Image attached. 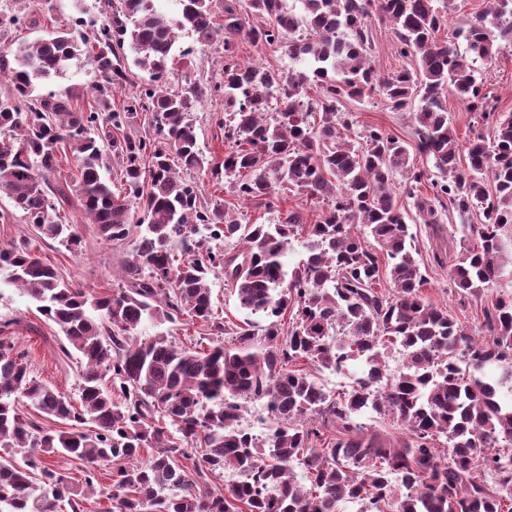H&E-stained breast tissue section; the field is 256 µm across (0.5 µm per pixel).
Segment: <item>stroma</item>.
Listing matches in <instances>:
<instances>
[{
    "instance_id": "obj_1",
    "label": "stroma",
    "mask_w": 512,
    "mask_h": 512,
    "mask_svg": "<svg viewBox=\"0 0 512 512\" xmlns=\"http://www.w3.org/2000/svg\"><path fill=\"white\" fill-rule=\"evenodd\" d=\"M98 6V0H0V10L41 11L45 14V26L61 28L73 26L75 20L80 18L90 20L97 17ZM219 67L216 51L198 52L176 63L167 84L173 87L189 80L204 82L219 76ZM98 78L92 57L82 55L73 60L66 73L54 78L48 88L59 94L81 91L79 103L87 106L95 101L91 87ZM488 80L499 110L512 112V43H503L488 70ZM343 108L353 113L357 129L370 126L386 129L406 142L415 165L422 169L431 168V159L415 148L410 109H392L382 96L376 94L359 101H344ZM223 112V100L211 97L202 100L192 114L203 152L218 159L223 157L227 143L213 118ZM196 180L206 200L223 201L225 210L243 224H269L285 218L292 210L300 212L312 222L325 209L324 204L294 192L285 194L278 207L268 209L257 202L238 198L231 189H218L206 175H197ZM393 190L414 236L418 258L426 268L425 295L468 330H476L482 323L485 309L491 308L498 299L512 297V278L499 281L495 287L481 292L469 302H460L449 279L451 267L469 245L461 228L460 217L451 216L442 220L440 228H432L423 224L413 198L405 192L402 179H395ZM63 208L70 223L79 228L81 245L78 251L36 236L30 224L14 215L11 200L3 194H0V212H9L10 218L7 222H0V244L28 240L33 253L53 264L59 277L73 287L103 292L117 286L122 261L132 250L134 239H127L116 246L105 241L96 225L90 224L76 195H69ZM439 257L444 260L440 266L435 263ZM5 320L15 323L13 336L18 350L26 355L31 375L63 393L77 395L79 367L76 359L63 355L60 349L63 335L58 327L47 321L27 297L13 288L0 290V322Z\"/></svg>"
}]
</instances>
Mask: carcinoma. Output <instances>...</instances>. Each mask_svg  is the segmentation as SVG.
Here are the masks:
<instances>
[{
  "mask_svg": "<svg viewBox=\"0 0 512 512\" xmlns=\"http://www.w3.org/2000/svg\"><path fill=\"white\" fill-rule=\"evenodd\" d=\"M179 3L172 17L154 0H100L92 35L57 27L0 51V80L16 101L0 103V192L40 237L79 247L77 225L53 200L63 191L47 180L69 147L78 160L72 187L102 238L118 244L137 228L121 283L107 293L66 284L24 240L0 248L3 284L59 328L62 351L81 364L76 400L30 376L25 355L0 339V512H84L102 470L111 476L103 512H339L346 502L360 512H512V401L503 397L512 394V298L485 311L477 337L429 301L393 191L399 173L426 224L450 211L479 217L462 225L474 245L451 273L461 302L512 266V112L497 110L482 72L498 40L512 42V0H488L458 30L462 46L440 39L445 0ZM377 23L390 27L410 67L388 76L374 68ZM36 24L0 14V29ZM182 35L201 50L220 47L224 61L217 80L169 92L157 82ZM242 38L283 45L309 68L247 69ZM128 49L154 83L113 109L112 93L128 81ZM85 50L101 75L98 107L36 92ZM375 91L395 109L417 102L416 148L432 169L411 163L406 145L380 128L360 145L351 138L343 100ZM450 94L490 137L460 142ZM212 96L224 100L216 124L229 147L220 160L205 156L190 118ZM144 112L152 134L131 133ZM112 166L117 189L104 177ZM194 171L268 209L288 191L328 210L311 225L296 211L275 224H240L203 198L187 178ZM425 182L432 195L416 194ZM305 228L307 257L289 271L284 257ZM233 238L241 248L224 249ZM382 257L391 288L380 291ZM218 271L239 307L265 321L261 336L250 320L224 321L210 284ZM147 320L197 322L214 340L202 352L169 332L139 341ZM394 347L403 363L391 371L385 354ZM354 364L353 384L337 393L308 370ZM252 399L265 400L272 417L261 437L240 425ZM28 409L62 427H39ZM369 412L405 434L359 423ZM58 458L82 462L81 481ZM226 471L238 476L230 487L202 489Z\"/></svg>",
  "mask_w": 512,
  "mask_h": 512,
  "instance_id": "obj_1",
  "label": "carcinoma"
}]
</instances>
